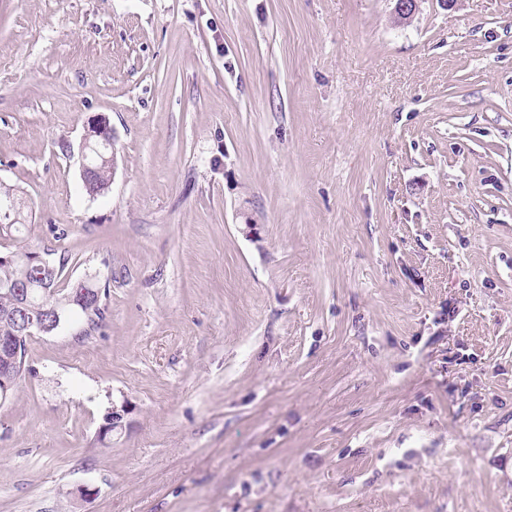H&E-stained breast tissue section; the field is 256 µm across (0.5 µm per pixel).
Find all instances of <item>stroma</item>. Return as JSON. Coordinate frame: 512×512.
Returning <instances> with one entry per match:
<instances>
[{
    "label": "stroma",
    "instance_id": "obj_1",
    "mask_svg": "<svg viewBox=\"0 0 512 512\" xmlns=\"http://www.w3.org/2000/svg\"><path fill=\"white\" fill-rule=\"evenodd\" d=\"M393 7L0 0V251L108 288L27 342L0 512H512V0ZM91 137L96 138L94 144L90 141ZM78 160L81 179L87 186L99 161L109 166L112 171V174L108 168L96 171L91 187L84 185L87 192L97 195L109 189L116 171L117 149L115 132L105 115L94 116L88 120L86 134L78 148ZM17 189L12 186H7L0 183V201L6 199H13L15 201H1L0 210V236L9 237L14 233H21V227L26 224L27 214H25V202L23 198L17 193ZM16 203V208L11 211L10 216H2L1 212L9 213V209Z\"/></svg>",
    "mask_w": 512,
    "mask_h": 512
}]
</instances>
